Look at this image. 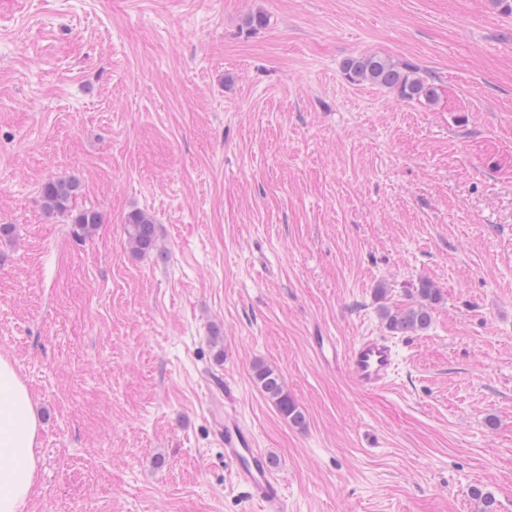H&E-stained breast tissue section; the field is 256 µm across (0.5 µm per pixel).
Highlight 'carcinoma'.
<instances>
[{
    "instance_id": "obj_1",
    "label": "carcinoma",
    "mask_w": 512,
    "mask_h": 512,
    "mask_svg": "<svg viewBox=\"0 0 512 512\" xmlns=\"http://www.w3.org/2000/svg\"><path fill=\"white\" fill-rule=\"evenodd\" d=\"M345 76L352 83H370L397 92L405 100L434 101L436 88L433 83L416 76V72L403 68L393 60L374 53L353 56L344 61ZM81 193V181L75 176H57L42 186L41 207L45 213L63 218L72 226V235L79 239L92 236L102 216L93 207L75 210L72 203ZM126 243L133 254L145 256L162 253L158 244L154 218L136 211L128 215L124 224ZM440 298V289L428 279L419 281L408 302L400 306L383 305L379 309L382 323L388 332L409 335L430 328L434 317V304ZM253 379L263 394L278 408L281 415L294 427L306 425V415L288 395L280 372L260 361L252 365Z\"/></svg>"
}]
</instances>
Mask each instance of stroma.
Here are the masks:
<instances>
[{
  "instance_id": "obj_1",
  "label": "stroma",
  "mask_w": 512,
  "mask_h": 512,
  "mask_svg": "<svg viewBox=\"0 0 512 512\" xmlns=\"http://www.w3.org/2000/svg\"><path fill=\"white\" fill-rule=\"evenodd\" d=\"M263 16V27L249 25ZM417 67L433 102L348 81ZM82 181L75 241L39 202ZM150 212L164 256H133ZM0 355L40 417L26 512H259L211 400L288 512H512V14L494 0H0ZM441 291L389 384L320 359ZM220 330L224 345L211 343ZM284 378L288 424L252 378ZM345 76L352 83H370L397 92L405 100L432 102L436 88L429 80L416 76V71L403 68L390 58L374 53L347 58L343 64ZM81 193V181L76 176H57L49 179L42 186L40 193L41 207L49 215L64 218L71 224L72 235L79 239L91 237L102 216L93 207L72 209V203ZM126 243L133 254L145 256L151 253H159L157 227L154 218L144 212L136 211L128 215L124 224ZM253 379L263 394L278 408L281 415L294 427L306 425V415L299 405L288 395L280 372L260 361L252 365ZM217 425L224 444V459L233 464L236 477L247 487L250 499L264 512L287 511L281 485L271 474L268 457L256 448L253 432L226 408L224 423Z\"/></svg>"
}]
</instances>
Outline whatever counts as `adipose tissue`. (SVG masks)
Masks as SVG:
<instances>
[{
  "label": "adipose tissue",
  "mask_w": 512,
  "mask_h": 512,
  "mask_svg": "<svg viewBox=\"0 0 512 512\" xmlns=\"http://www.w3.org/2000/svg\"><path fill=\"white\" fill-rule=\"evenodd\" d=\"M39 430L26 386L0 356V512H25L36 486Z\"/></svg>",
  "instance_id": "adipose-tissue-1"
}]
</instances>
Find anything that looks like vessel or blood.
<instances>
[{
  "instance_id": "b4317fda",
  "label": "vessel or blood",
  "mask_w": 512,
  "mask_h": 512,
  "mask_svg": "<svg viewBox=\"0 0 512 512\" xmlns=\"http://www.w3.org/2000/svg\"><path fill=\"white\" fill-rule=\"evenodd\" d=\"M315 347L318 356L341 358L352 380L367 390L384 387L395 362L392 347L377 336L359 337L344 349L333 339L320 337ZM218 434L224 444V459L233 464L236 477L247 487L251 500L262 512H286L281 485L271 473L268 457L257 448L253 432L228 411L218 425Z\"/></svg>"
}]
</instances>
